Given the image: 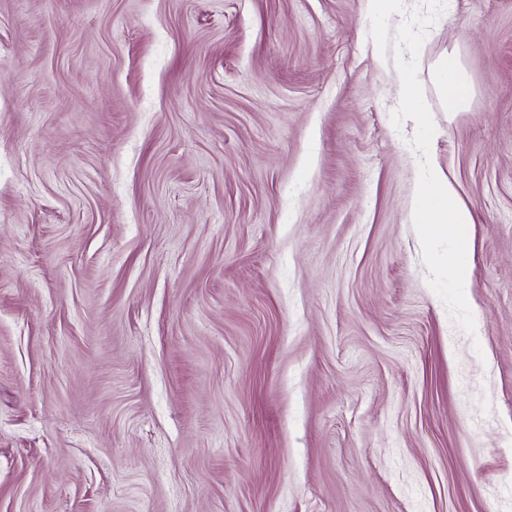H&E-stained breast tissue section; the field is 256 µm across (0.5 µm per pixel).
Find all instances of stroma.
Listing matches in <instances>:
<instances>
[{
	"mask_svg": "<svg viewBox=\"0 0 512 512\" xmlns=\"http://www.w3.org/2000/svg\"><path fill=\"white\" fill-rule=\"evenodd\" d=\"M370 27L0 0V512H512V0H447L419 54L471 335ZM438 72L443 105L448 114L466 111L472 98V88L453 56L443 60Z\"/></svg>",
	"mask_w": 512,
	"mask_h": 512,
	"instance_id": "stroma-1",
	"label": "stroma"
}]
</instances>
